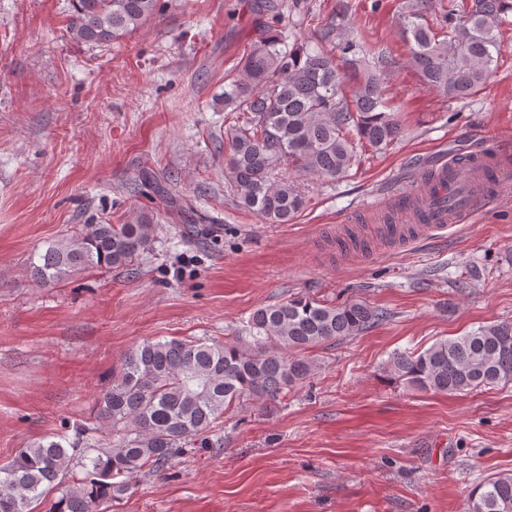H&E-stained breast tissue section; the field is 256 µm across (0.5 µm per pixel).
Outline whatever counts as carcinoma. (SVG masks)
Listing matches in <instances>:
<instances>
[{"instance_id":"carcinoma-1","label":"carcinoma","mask_w":512,"mask_h":512,"mask_svg":"<svg viewBox=\"0 0 512 512\" xmlns=\"http://www.w3.org/2000/svg\"><path fill=\"white\" fill-rule=\"evenodd\" d=\"M72 40L107 46L153 21L160 0H72ZM418 0L402 16L413 41L409 65L422 84L450 99H466L486 82L501 52L500 36L512 25V0H462L448 10V34L426 22ZM362 40L297 49L282 32L254 45L243 76L224 91L236 114L224 154L238 207L270 224H288L306 200L283 171L335 179L356 161L354 141L387 149L402 132L386 106L382 69L394 64L380 52L375 69L357 70ZM360 74L345 92L341 64ZM151 224H88L51 244L30 261L40 286L76 269L128 268L150 246ZM387 318L360 300L333 303L297 295L260 307L230 341L144 340L122 358L96 402V425L73 435L46 436L0 465V512H32L44 488L58 490L49 512H96L120 499L136 473L166 470L245 399L282 402L312 371L305 351L357 336ZM390 371L412 386L457 394L512 384V322L480 325L427 349L396 352ZM467 512H512V474L486 479L468 494Z\"/></svg>"}]
</instances>
